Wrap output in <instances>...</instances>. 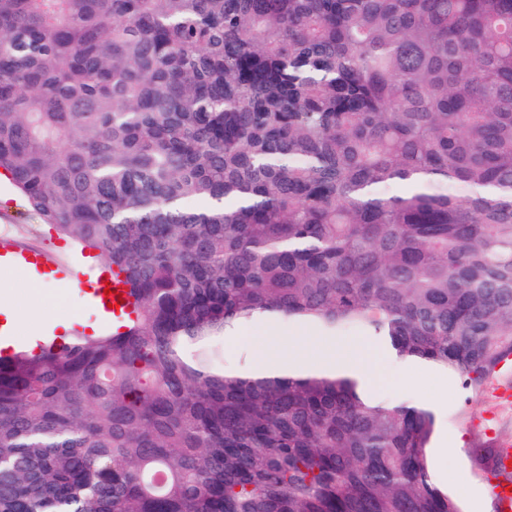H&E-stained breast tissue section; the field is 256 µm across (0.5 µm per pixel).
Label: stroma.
<instances>
[{
  "instance_id": "obj_1",
  "label": "stroma",
  "mask_w": 512,
  "mask_h": 512,
  "mask_svg": "<svg viewBox=\"0 0 512 512\" xmlns=\"http://www.w3.org/2000/svg\"><path fill=\"white\" fill-rule=\"evenodd\" d=\"M5 235L19 245L55 255H69L81 266L88 280H95L104 265L94 252H81L71 241L59 238L28 208L23 196L9 182L0 183V236ZM13 297L30 316L16 332L13 347L27 348L40 340V333L52 330L55 318L62 317L95 324L97 332H107L97 314L83 301L77 286L55 280L44 292H36L23 283L19 275L0 276V297ZM243 341L226 345V360L234 362L240 352L267 351L276 355L300 352L320 345L315 332L303 328L256 321L242 326ZM378 380L376 396L385 401H406L425 406L436 417V430L429 456L434 482L443 488L455 489L458 478L477 488L479 501L462 499L464 512H498L491 494V477L481 448L512 444V402L494 400L495 387L512 384V365L506 366L492 384L479 392L465 390L452 372L424 376L416 366L406 365L391 356H383L371 366ZM462 436V445H455V436Z\"/></svg>"
}]
</instances>
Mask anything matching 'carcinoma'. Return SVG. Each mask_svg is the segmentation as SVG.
I'll return each instance as SVG.
<instances>
[{"instance_id": "obj_1", "label": "carcinoma", "mask_w": 512, "mask_h": 512, "mask_svg": "<svg viewBox=\"0 0 512 512\" xmlns=\"http://www.w3.org/2000/svg\"><path fill=\"white\" fill-rule=\"evenodd\" d=\"M0 169L135 301L0 355V512H460L431 410L217 341L512 356V0H0ZM237 332L245 334L242 336H228V341H239L247 336H257L256 338L243 340L233 344L224 343L226 352V361L233 363L240 352L248 350L251 353L252 360L255 355L266 350L271 355L280 353L288 354V351L300 353L309 346H318L325 349H335L336 346L347 347L348 351H352L353 347L362 342L360 340L348 339L337 342L336 345H326L315 332L307 328H292L288 325L270 324L264 321H256L242 326ZM303 336V337H299Z\"/></svg>"}]
</instances>
